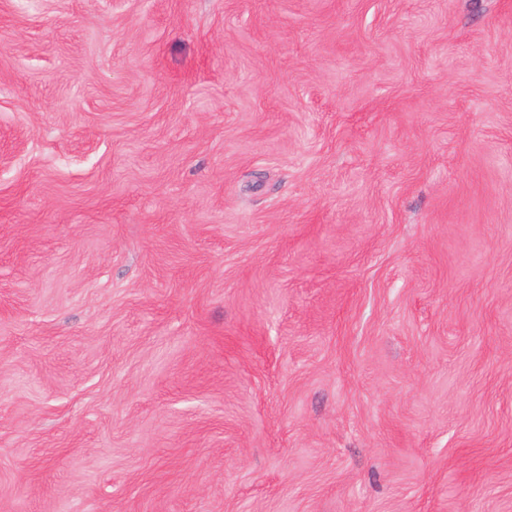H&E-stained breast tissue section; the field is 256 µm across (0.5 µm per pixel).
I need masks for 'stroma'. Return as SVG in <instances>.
<instances>
[{
  "label": "stroma",
  "instance_id": "35a3bbf8",
  "mask_svg": "<svg viewBox=\"0 0 512 512\" xmlns=\"http://www.w3.org/2000/svg\"><path fill=\"white\" fill-rule=\"evenodd\" d=\"M0 512H512V0H0Z\"/></svg>",
  "mask_w": 512,
  "mask_h": 512
}]
</instances>
